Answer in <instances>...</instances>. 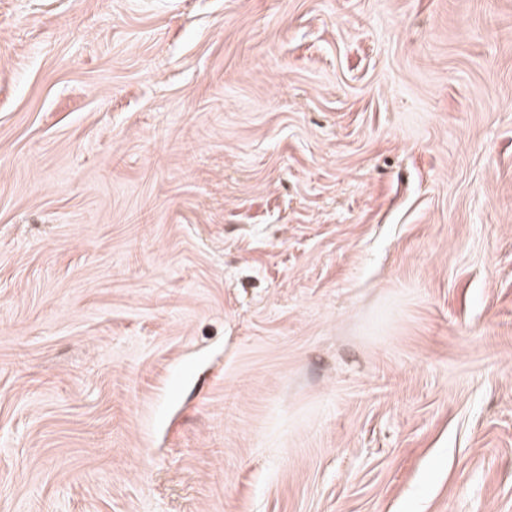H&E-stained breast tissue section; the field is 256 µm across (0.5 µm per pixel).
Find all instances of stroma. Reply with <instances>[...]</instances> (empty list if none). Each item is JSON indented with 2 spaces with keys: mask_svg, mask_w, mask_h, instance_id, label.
<instances>
[{
  "mask_svg": "<svg viewBox=\"0 0 512 512\" xmlns=\"http://www.w3.org/2000/svg\"><path fill=\"white\" fill-rule=\"evenodd\" d=\"M0 512H512V0H0Z\"/></svg>",
  "mask_w": 512,
  "mask_h": 512,
  "instance_id": "1",
  "label": "stroma"
}]
</instances>
